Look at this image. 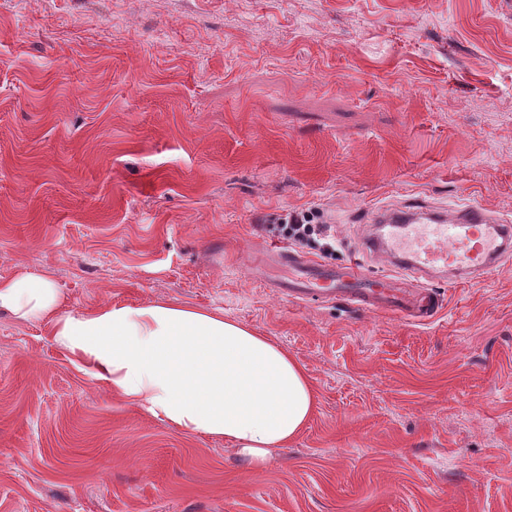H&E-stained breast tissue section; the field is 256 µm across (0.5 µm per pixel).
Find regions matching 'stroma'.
I'll list each match as a JSON object with an SVG mask.
<instances>
[{
	"mask_svg": "<svg viewBox=\"0 0 512 512\" xmlns=\"http://www.w3.org/2000/svg\"><path fill=\"white\" fill-rule=\"evenodd\" d=\"M416 201L512 224V0H0V279L223 312L318 398L255 472L0 310V512H512V272L426 322L275 289L286 214L340 265ZM311 222L308 213H292L286 216L281 224H272L271 228L278 236L295 245L310 246L316 243V236L320 232L319 226Z\"/></svg>",
	"mask_w": 512,
	"mask_h": 512,
	"instance_id": "stroma-1",
	"label": "stroma"
}]
</instances>
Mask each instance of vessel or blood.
Masks as SVG:
<instances>
[{"instance_id": "b4317fda", "label": "vessel or blood", "mask_w": 512, "mask_h": 512, "mask_svg": "<svg viewBox=\"0 0 512 512\" xmlns=\"http://www.w3.org/2000/svg\"><path fill=\"white\" fill-rule=\"evenodd\" d=\"M367 220L391 225L392 230L363 238L360 259L347 265L335 266L282 250L280 260L290 276L279 284V293L299 302L318 295L426 321L442 307L439 295L425 283L432 273L446 270L470 282L512 266V225L480 206H382L370 209ZM364 257L392 264L402 273V280L370 277L360 263Z\"/></svg>"}]
</instances>
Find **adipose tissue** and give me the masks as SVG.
Listing matches in <instances>:
<instances>
[{
    "mask_svg": "<svg viewBox=\"0 0 512 512\" xmlns=\"http://www.w3.org/2000/svg\"><path fill=\"white\" fill-rule=\"evenodd\" d=\"M0 308L49 324L71 362L113 396L183 433L224 439L256 471L316 411L303 366L220 313L160 303L65 309L33 272L0 279Z\"/></svg>",
    "mask_w": 512,
    "mask_h": 512,
    "instance_id": "obj_1",
    "label": "adipose tissue"
}]
</instances>
